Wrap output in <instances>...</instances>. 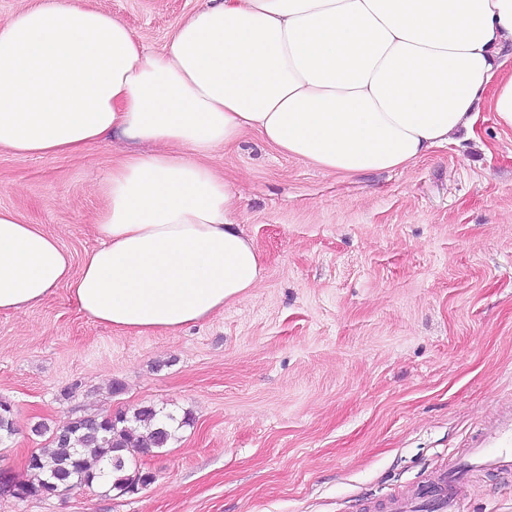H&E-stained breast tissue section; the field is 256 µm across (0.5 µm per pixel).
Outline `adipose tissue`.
<instances>
[{"label":"adipose tissue","mask_w":512,"mask_h":512,"mask_svg":"<svg viewBox=\"0 0 512 512\" xmlns=\"http://www.w3.org/2000/svg\"><path fill=\"white\" fill-rule=\"evenodd\" d=\"M512 130V0H206L162 51L85 0H38L0 26V149L149 144L104 180L80 269L0 209V312L59 286L113 330H176L262 280L207 158L256 133L331 173L405 168L473 131L480 100Z\"/></svg>","instance_id":"1"}]
</instances>
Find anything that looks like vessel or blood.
<instances>
[{
	"instance_id": "obj_1",
	"label": "vessel or blood",
	"mask_w": 512,
	"mask_h": 512,
	"mask_svg": "<svg viewBox=\"0 0 512 512\" xmlns=\"http://www.w3.org/2000/svg\"><path fill=\"white\" fill-rule=\"evenodd\" d=\"M512 471V414L492 428L477 431L457 458L438 463L429 478L405 495H392L381 501V512H411L415 503H430L433 512H459L465 492V469Z\"/></svg>"
}]
</instances>
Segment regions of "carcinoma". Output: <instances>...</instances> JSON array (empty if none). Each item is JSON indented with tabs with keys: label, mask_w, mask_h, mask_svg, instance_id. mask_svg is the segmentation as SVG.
Segmentation results:
<instances>
[{
	"label": "carcinoma",
	"mask_w": 512,
	"mask_h": 512,
	"mask_svg": "<svg viewBox=\"0 0 512 512\" xmlns=\"http://www.w3.org/2000/svg\"><path fill=\"white\" fill-rule=\"evenodd\" d=\"M15 432L10 404L0 401V435ZM175 432L158 422V411L140 407L129 414L118 411L72 419L50 435L49 447L34 453L26 464L28 478L18 481L26 497L63 496L74 487L89 486L107 477L110 490L136 494L154 479L138 466L137 457L165 448ZM100 462L91 470L86 457Z\"/></svg>",
	"instance_id": "1"
}]
</instances>
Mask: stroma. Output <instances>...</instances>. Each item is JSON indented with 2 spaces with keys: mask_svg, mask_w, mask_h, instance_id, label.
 Segmentation results:
<instances>
[{
  "mask_svg": "<svg viewBox=\"0 0 512 512\" xmlns=\"http://www.w3.org/2000/svg\"><path fill=\"white\" fill-rule=\"evenodd\" d=\"M205 0H87L146 47ZM123 139L77 154L0 149V208L38 224L74 266L97 246L102 186ZM244 199L236 214L263 281L177 331L118 332L67 286L0 313V400L15 433L0 471L22 479L46 433L81 415L191 413L154 479L117 495L0 494V512H369L512 409V131L481 107L473 132L408 168L345 176L246 134L207 160ZM464 512H512V475L471 472Z\"/></svg>",
  "mask_w": 512,
  "mask_h": 512,
  "instance_id": "1",
  "label": "stroma"
}]
</instances>
